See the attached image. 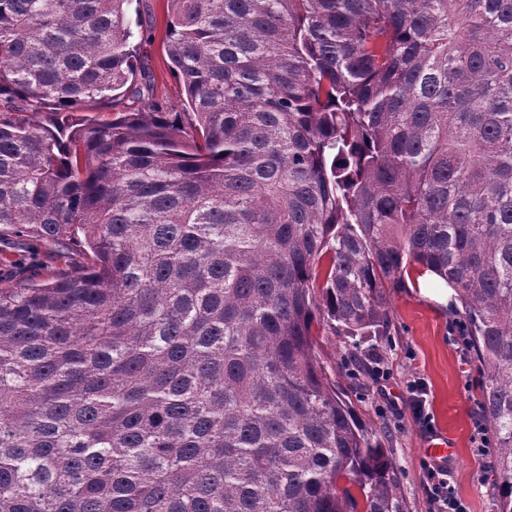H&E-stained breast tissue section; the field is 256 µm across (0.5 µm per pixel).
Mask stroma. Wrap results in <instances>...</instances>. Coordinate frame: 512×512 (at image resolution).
Returning <instances> with one entry per match:
<instances>
[{
	"label": "stroma",
	"mask_w": 512,
	"mask_h": 512,
	"mask_svg": "<svg viewBox=\"0 0 512 512\" xmlns=\"http://www.w3.org/2000/svg\"><path fill=\"white\" fill-rule=\"evenodd\" d=\"M131 16L154 24L152 42L141 48L154 76V101L163 111H180L181 87L170 74L161 40L165 0H134ZM86 262L77 243L58 252L40 242L11 238L0 242V286L40 282ZM389 307L386 335L361 346L363 372L358 378H350L344 365L348 338L321 331L317 349L327 374L388 448L404 512H431L420 462L436 435L446 437L456 450L448 460V475L458 498L469 512H496L491 476L495 450L476 404L481 374L458 338L460 318L451 290L426 275L417 285L390 289ZM416 379L426 385L427 426L413 419L408 406L409 384Z\"/></svg>",
	"instance_id": "stroma-1"
}]
</instances>
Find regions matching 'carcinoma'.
I'll return each instance as SVG.
<instances>
[{"label":"carcinoma","mask_w":512,"mask_h":512,"mask_svg":"<svg viewBox=\"0 0 512 512\" xmlns=\"http://www.w3.org/2000/svg\"><path fill=\"white\" fill-rule=\"evenodd\" d=\"M127 2L0 0V237L90 260L0 288V512H403L314 333L415 265L512 512V0H166L182 112Z\"/></svg>","instance_id":"1"}]
</instances>
